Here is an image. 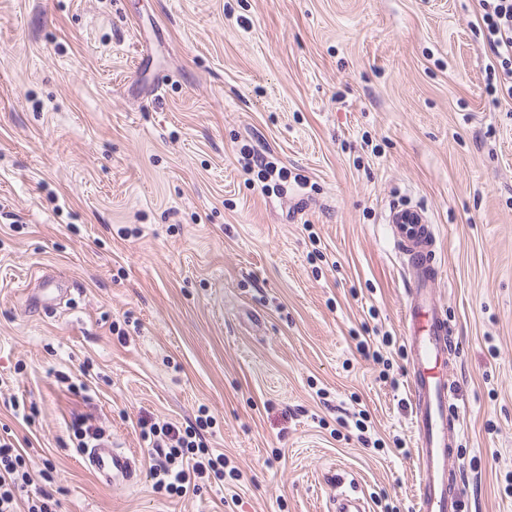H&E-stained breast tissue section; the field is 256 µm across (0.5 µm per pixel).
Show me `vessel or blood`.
<instances>
[{
  "label": "vessel or blood",
  "instance_id": "vessel-or-blood-1",
  "mask_svg": "<svg viewBox=\"0 0 512 512\" xmlns=\"http://www.w3.org/2000/svg\"><path fill=\"white\" fill-rule=\"evenodd\" d=\"M390 237L409 273L406 290L408 389L413 409L420 480L418 512H465L460 474L450 461L460 446L461 414L448 402V370L455 352L446 310L434 293L439 279L436 230L424 211L397 207L389 215ZM84 465L106 485L132 481L136 464L111 439L102 437L81 454ZM360 497L333 496L330 512H367Z\"/></svg>",
  "mask_w": 512,
  "mask_h": 512
}]
</instances>
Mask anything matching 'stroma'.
<instances>
[{"label":"stroma","mask_w":512,"mask_h":512,"mask_svg":"<svg viewBox=\"0 0 512 512\" xmlns=\"http://www.w3.org/2000/svg\"><path fill=\"white\" fill-rule=\"evenodd\" d=\"M478 16L0 0V438L58 512H417L397 205L436 227L467 512H512V105ZM81 419L134 483L84 467ZM145 423L200 428L223 477L154 487ZM368 503L360 497L341 492L333 496L330 504V512H366Z\"/></svg>","instance_id":"1"}]
</instances>
